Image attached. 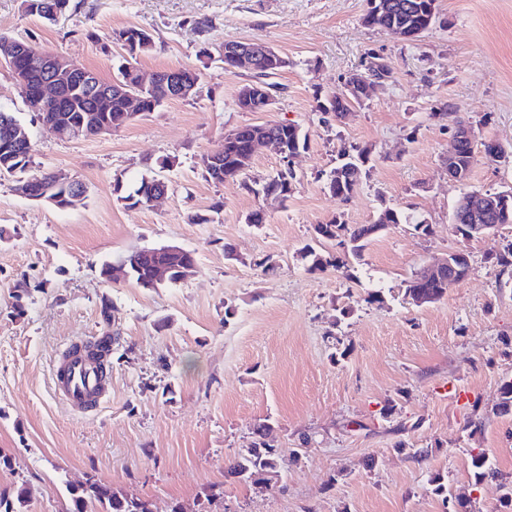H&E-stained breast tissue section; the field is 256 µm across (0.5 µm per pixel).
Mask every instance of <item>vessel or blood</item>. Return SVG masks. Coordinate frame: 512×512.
Returning <instances> with one entry per match:
<instances>
[{"mask_svg":"<svg viewBox=\"0 0 512 512\" xmlns=\"http://www.w3.org/2000/svg\"><path fill=\"white\" fill-rule=\"evenodd\" d=\"M62 375L54 379V390L63 403L75 409L99 402L105 387L98 381L93 360L86 352L66 354L62 360Z\"/></svg>","mask_w":512,"mask_h":512,"instance_id":"b4317fda","label":"vessel or blood"}]
</instances>
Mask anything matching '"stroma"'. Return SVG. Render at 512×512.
Segmentation results:
<instances>
[{"mask_svg":"<svg viewBox=\"0 0 512 512\" xmlns=\"http://www.w3.org/2000/svg\"><path fill=\"white\" fill-rule=\"evenodd\" d=\"M437 8L438 23L403 41L363 24L365 0H71L52 24L22 0H0V35L103 78L123 53L109 36L127 26L155 35L138 60L144 75L201 72L192 99L64 141L0 65V109L26 125L36 165L87 187L83 205L58 209L18 195L14 176L0 173V453L12 459L0 489L25 487L28 512H63L67 484L90 478L151 499L154 512L176 501L186 512H448L428 483L438 472L474 512H499L500 483L475 484L470 460L486 453L512 483V412L498 408L512 379V271L495 261L512 224L465 238L452 213L463 193L512 187V0ZM255 38L290 62L270 112L235 106L251 75L221 60L225 41ZM370 52L391 61L392 77L347 120L329 119L317 96L338 90ZM459 119L507 151L493 162L474 149L464 184L444 163ZM267 121L307 136L286 201L204 178L199 159L223 147L226 131ZM343 143L372 149L367 177L345 200L322 180ZM144 176L165 181L167 196L121 200ZM260 207L265 224L247 223ZM386 208L426 219L429 234L391 225L339 271L313 272L300 258L314 225L335 215L368 224ZM163 245L193 253L194 273L155 289L100 274ZM456 250L470 257L468 276L433 303H409L405 280ZM20 282L30 289L21 315ZM373 289L381 300H369ZM108 335L106 398L97 411H73L54 393V366L76 337ZM260 422L283 451L268 488L226 473ZM411 448L428 459L416 462ZM215 483L224 498L210 503Z\"/></svg>","mask_w":512,"mask_h":512,"instance_id":"stroma-1","label":"stroma"}]
</instances>
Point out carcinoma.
Returning a JSON list of instances; mask_svg holds the SVG:
<instances>
[{
    "mask_svg": "<svg viewBox=\"0 0 512 512\" xmlns=\"http://www.w3.org/2000/svg\"><path fill=\"white\" fill-rule=\"evenodd\" d=\"M388 8L379 14L373 13V0H366V13L362 21L365 25L377 24L388 32H400L404 35H422L430 29L428 23L429 11L436 8V0H383ZM25 12L36 16L44 22L52 24L59 17L65 15L70 8V0H23ZM111 41L120 45L128 54L117 66L116 78L136 91L140 88V70L136 67L137 58L151 53L155 48V37L146 28L127 27L112 31ZM47 51L32 44H27V49L13 59L14 67L26 74L27 86L21 89L22 94H30L40 85L42 79V66L44 55ZM381 69L387 74L393 73V67L389 60L371 52L367 53L364 72L368 73ZM168 71L161 70L155 73L152 87L142 96V111L152 112L162 103L170 100L168 95ZM368 98L366 88L357 86L355 92H343L338 90L323 101H318V108L325 113H332L334 117L341 119L352 111L353 107ZM94 113L95 121L100 126L112 129L122 127L127 123L126 95L113 93L112 97L102 102L89 95L84 88H75L67 101L60 104L55 112L57 121L49 127L54 134L69 127H81L86 130V136L94 134L93 126L84 125L87 114ZM24 127L18 119L13 118V124L4 125L0 120V170L9 173L18 167L26 171V175L39 179L44 184L53 185L51 197L61 198V202L68 208L75 206L70 186L56 181L54 174L34 171L35 162L33 156H18L14 153L12 133ZM258 132L257 125L247 124L235 127L224 133V156L213 162L207 157L201 158V167L205 178L216 183H222L227 179H239L243 188L252 194L257 190H264V195L275 199L285 200L292 189V181L295 174L281 170L276 175L262 181L244 178V172L237 167L239 157L248 154L252 150L253 141ZM267 134L277 145H285L288 150L303 148L307 143V136L303 134L296 124L285 125L279 121L268 122ZM371 148L368 146H356L352 149L341 148L339 152L340 167L343 168L341 177H336V170H331L326 176L325 186L328 191L338 197L347 198L360 186L363 178L367 176L366 163L369 161ZM160 186L156 178H143L136 185L133 192L125 196V199L134 201V204H145L147 200L159 192ZM414 224L415 229L427 233L429 224L425 220H419L410 215H405L393 208H386L378 214L371 224L349 225L339 217H333L322 224L314 226L315 238L318 242L339 241L346 247L344 256H324L313 247L307 245L301 249V259L309 262L308 270L317 271L326 266L337 269L347 267L350 259H359L367 243L376 235L386 230L391 224ZM128 263L126 271L129 280L142 288H156L159 281L155 280L154 269L156 264L167 266L168 282L177 283L183 278V270L195 263L191 252L184 251L180 254L170 255L164 252H154L140 249L125 255ZM448 285L434 283L424 287L421 274L416 273L405 281L404 296L414 301L420 294L433 292L443 296ZM269 426L259 423L254 426L253 440L248 447L240 449L228 461L227 472L244 476L246 481L253 485L269 486L279 479L281 468V452L266 441ZM475 482L480 484L485 481L500 480L501 473L489 458L481 453L471 459ZM70 503L66 512H92V508L98 506L103 512H153V504L150 500L140 497H128L117 495L112 488L102 482H90L86 485L69 486ZM26 502V489L18 487L15 494L7 491L0 492V512H21L20 507Z\"/></svg>",
    "mask_w": 512,
    "mask_h": 512,
    "instance_id": "cac0c4a2",
    "label": "carcinoma"
}]
</instances>
